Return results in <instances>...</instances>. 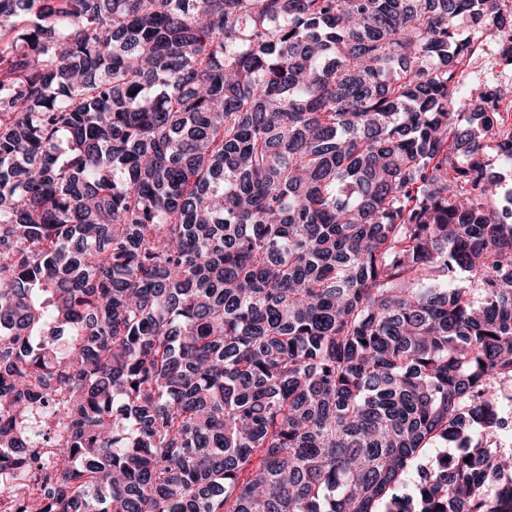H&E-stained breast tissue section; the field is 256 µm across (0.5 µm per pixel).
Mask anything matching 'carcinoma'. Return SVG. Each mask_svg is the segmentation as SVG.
<instances>
[{"instance_id": "carcinoma-1", "label": "carcinoma", "mask_w": 512, "mask_h": 512, "mask_svg": "<svg viewBox=\"0 0 512 512\" xmlns=\"http://www.w3.org/2000/svg\"><path fill=\"white\" fill-rule=\"evenodd\" d=\"M502 3L0 0L11 512H512ZM489 54V52H488ZM485 55L482 58L474 60L470 66L465 69V77L463 82V90L467 91L474 82L478 80H494L498 82L504 91V96L511 99L512 95V72L498 73L495 70L492 71L488 68L487 61L491 58V55Z\"/></svg>"}]
</instances>
